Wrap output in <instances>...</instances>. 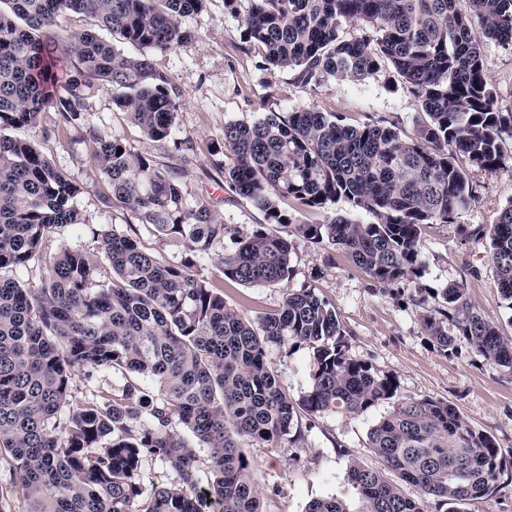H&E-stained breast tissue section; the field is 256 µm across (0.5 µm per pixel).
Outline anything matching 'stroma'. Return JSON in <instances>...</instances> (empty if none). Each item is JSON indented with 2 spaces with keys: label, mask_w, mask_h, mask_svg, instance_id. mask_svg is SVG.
<instances>
[{
  "label": "stroma",
  "mask_w": 512,
  "mask_h": 512,
  "mask_svg": "<svg viewBox=\"0 0 512 512\" xmlns=\"http://www.w3.org/2000/svg\"><path fill=\"white\" fill-rule=\"evenodd\" d=\"M188 24L195 41L153 57L182 92L175 143L144 137L115 107L108 92L88 100L80 116L81 128L121 138L132 152L174 168L188 202L206 201L227 224L223 242L214 246L197 274L221 288L230 307L255 318L277 309L287 292L315 289L334 306L350 354L391 376L398 398L448 401L472 427L492 435L504 453V473L497 489L466 505L465 512H512V368L491 363L463 341L453 354L440 353L426 341L421 320L424 308L434 307L436 290L459 283L471 304L512 337V306L499 291L488 249L466 239L460 230L464 224H495L502 209L512 204V161L493 173H473L478 198L460 215L458 224L424 226L420 279L379 285L342 250L298 236L292 239L293 273L288 282L250 287L225 279L220 256L234 247L237 237L250 234L263 222L262 212L251 201L230 198L224 184V170L232 163L230 151L223 147L226 124L252 121L269 110L310 107L340 113L355 126L381 121L410 137L420 109L385 72L362 83L330 79L312 90L297 83L295 71L260 66L257 54L243 48L238 20L225 11L224 0H210ZM485 56L497 100L512 106V50L490 42ZM27 136L83 188L77 199L82 226L59 229L46 240L45 252L68 246L94 253L100 234L115 230L136 239L160 260L175 263L184 256L179 241L155 236L125 209L106 203L109 186L91 163L92 142L59 126L56 113H43L39 127ZM268 360L292 400L306 394L307 347L273 348ZM385 412L382 406L361 415L303 412L299 415L303 437L296 443L248 448L260 477L264 512H306L310 501L331 496L356 505L346 470L354 459L383 469L382 460L368 446V433Z\"/></svg>",
  "instance_id": "1"
}]
</instances>
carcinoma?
I'll return each instance as SVG.
<instances>
[{"label":"carcinoma","mask_w":512,"mask_h":512,"mask_svg":"<svg viewBox=\"0 0 512 512\" xmlns=\"http://www.w3.org/2000/svg\"><path fill=\"white\" fill-rule=\"evenodd\" d=\"M208 0H0V512L19 486L26 512H261L255 464L240 441L278 447L299 410L364 414L391 405L368 433L386 470L418 488L407 497L385 470L350 463L359 506L337 497L306 512H445L488 496L503 451L448 402L396 398V385L349 355L334 306L314 289L289 292L273 312L249 318L196 270L227 226L203 201L187 202L179 175L115 136L88 133L92 163L112 203L161 237L183 241L162 262L131 237L101 235V255L43 243L78 226L83 187L33 142L47 111L77 126L86 100L112 93L153 142H169L182 93L152 55L190 43L186 20ZM239 39L262 65L297 71L319 86L362 82L390 69L418 103L416 134L381 122L352 126L334 112L270 110L224 127L234 157L224 182L249 199L264 224L219 259L224 278L245 285L286 282L293 244L284 229L343 250L380 285L419 276L426 224H453L476 200L470 174L494 172L512 150V107L488 83L485 42L512 46V0H249ZM76 16L80 32L64 28ZM347 23L361 35L341 36ZM142 49L116 47L104 33ZM123 152H118V149ZM340 200L376 217L358 224H298L294 212ZM489 244L501 295L512 306V205L497 223L468 231ZM32 268L26 288L8 273ZM425 310L428 342L449 355L465 340L512 368V340L449 284ZM454 321L455 333L448 332ZM306 345L311 384L295 404L267 360L271 347ZM120 372L116 393L72 403V381ZM180 426L184 433L174 430ZM208 449L202 475L195 445ZM169 464L179 480L144 494L142 461Z\"/></svg>","instance_id":"cac0c4a2"}]
</instances>
